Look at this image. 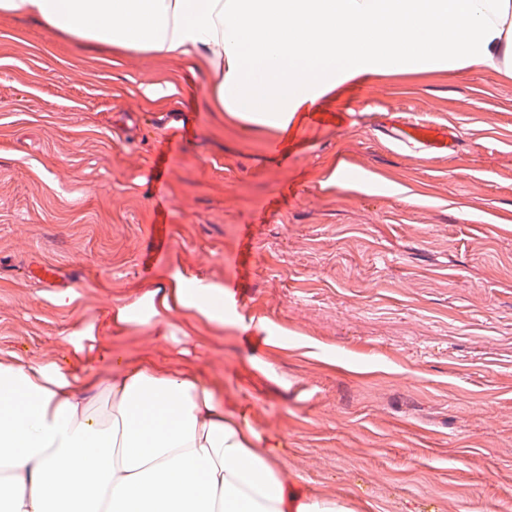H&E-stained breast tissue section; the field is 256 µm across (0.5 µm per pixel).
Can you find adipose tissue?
Here are the masks:
<instances>
[{
  "mask_svg": "<svg viewBox=\"0 0 512 512\" xmlns=\"http://www.w3.org/2000/svg\"><path fill=\"white\" fill-rule=\"evenodd\" d=\"M50 32L175 56L206 79L217 111L286 130L348 73L411 64L512 67V0H0ZM181 309L224 319V291L177 287L117 305L112 321L166 326ZM85 324L63 339L72 361L0 351V505L7 512H348L299 497L275 449L181 372L105 353ZM111 411L92 410L90 391Z\"/></svg>",
  "mask_w": 512,
  "mask_h": 512,
  "instance_id": "ef3b65f1",
  "label": "adipose tissue"
}]
</instances>
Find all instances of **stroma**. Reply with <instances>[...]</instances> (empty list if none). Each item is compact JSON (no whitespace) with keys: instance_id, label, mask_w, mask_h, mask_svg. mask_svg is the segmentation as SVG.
<instances>
[{"instance_id":"1","label":"stroma","mask_w":512,"mask_h":512,"mask_svg":"<svg viewBox=\"0 0 512 512\" xmlns=\"http://www.w3.org/2000/svg\"><path fill=\"white\" fill-rule=\"evenodd\" d=\"M202 84L186 60L0 13V350L65 368L62 336L93 323L131 363L221 391L300 495L512 512V76L359 75L320 104L344 126L296 140ZM393 118L451 149L392 142ZM199 281L235 286L223 324L110 323Z\"/></svg>"}]
</instances>
